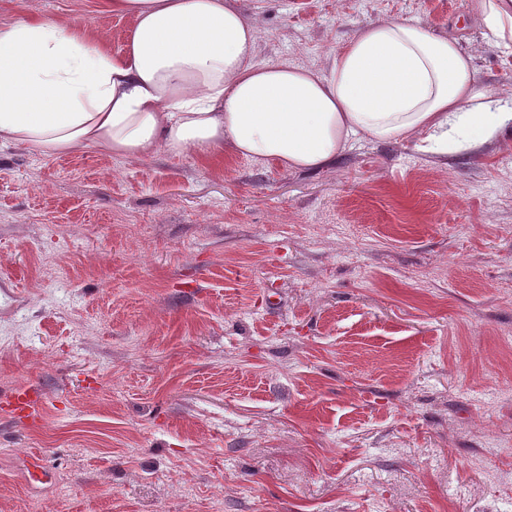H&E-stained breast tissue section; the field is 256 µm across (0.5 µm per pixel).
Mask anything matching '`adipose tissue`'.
Returning <instances> with one entry per match:
<instances>
[{
    "mask_svg": "<svg viewBox=\"0 0 512 512\" xmlns=\"http://www.w3.org/2000/svg\"><path fill=\"white\" fill-rule=\"evenodd\" d=\"M102 5L133 22L115 53L40 16L0 21V146L119 159L229 148L314 171L360 134L476 149L512 127V100L493 98L458 41L418 21L367 25L323 70L257 62V32L232 0ZM476 12L512 49V0H476Z\"/></svg>",
    "mask_w": 512,
    "mask_h": 512,
    "instance_id": "adipose-tissue-1",
    "label": "adipose tissue"
}]
</instances>
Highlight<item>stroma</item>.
Instances as JSON below:
<instances>
[{"label": "stroma", "mask_w": 512, "mask_h": 512, "mask_svg": "<svg viewBox=\"0 0 512 512\" xmlns=\"http://www.w3.org/2000/svg\"><path fill=\"white\" fill-rule=\"evenodd\" d=\"M257 59L326 68L362 27L512 54L470 0H234ZM98 0H0L103 37ZM0 512H512V129L476 152L352 138L322 171L225 151L0 146ZM31 452L52 474L29 484ZM6 416L13 422L25 424L27 422H40L43 416V396L32 388L15 389L4 395L1 404Z\"/></svg>", "instance_id": "obj_1"}]
</instances>
